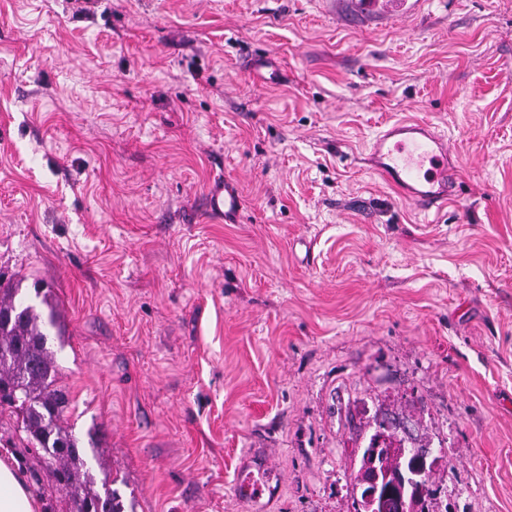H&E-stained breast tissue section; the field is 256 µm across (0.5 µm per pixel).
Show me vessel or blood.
<instances>
[{
    "label": "vessel or blood",
    "mask_w": 512,
    "mask_h": 512,
    "mask_svg": "<svg viewBox=\"0 0 512 512\" xmlns=\"http://www.w3.org/2000/svg\"><path fill=\"white\" fill-rule=\"evenodd\" d=\"M448 140L431 126L400 120L381 131L365 157L368 168L396 189L418 210L427 213L447 205L454 192L458 170L448 161ZM211 214L233 222L242 209V198L232 185L211 190L206 197ZM269 488L265 472L239 479L240 497L259 500Z\"/></svg>",
    "instance_id": "vessel-or-blood-1"
}]
</instances>
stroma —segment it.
<instances>
[{
    "label": "stroma",
    "mask_w": 512,
    "mask_h": 512,
    "mask_svg": "<svg viewBox=\"0 0 512 512\" xmlns=\"http://www.w3.org/2000/svg\"><path fill=\"white\" fill-rule=\"evenodd\" d=\"M402 118L459 164L439 211L362 162ZM0 281L49 288L134 512H357L381 417L440 459L427 512H512V0H0ZM0 458L73 512L6 406ZM208 211L217 216L224 215V221H237L242 209V198L228 182H224V195L218 189L210 190L206 197ZM236 490L240 497L249 501L259 500L266 490H269V480L265 470L262 469L257 475L247 474L239 479Z\"/></svg>",
    "instance_id": "1"
}]
</instances>
